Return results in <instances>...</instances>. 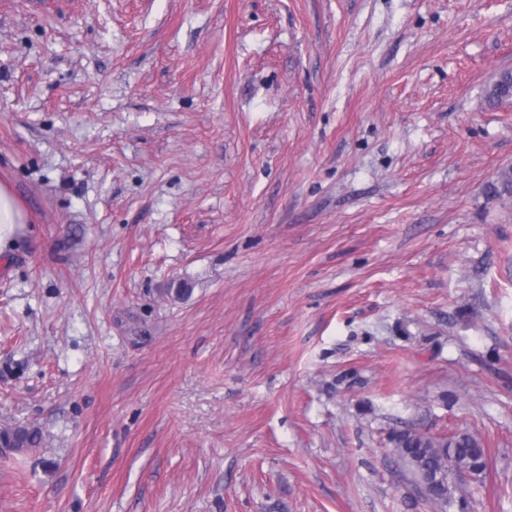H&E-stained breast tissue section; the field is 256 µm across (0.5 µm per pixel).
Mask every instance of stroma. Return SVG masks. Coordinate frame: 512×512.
Returning <instances> with one entry per match:
<instances>
[{
  "label": "stroma",
  "mask_w": 512,
  "mask_h": 512,
  "mask_svg": "<svg viewBox=\"0 0 512 512\" xmlns=\"http://www.w3.org/2000/svg\"><path fill=\"white\" fill-rule=\"evenodd\" d=\"M506 68L512 0H0V512H438L404 428L512 512ZM488 101L497 104L503 101H512V70H503L490 86ZM25 224L27 217L16 197L6 185L0 184V254L13 245ZM4 438L10 440L17 450L37 448L42 443L43 434L37 427H21L12 431L1 432ZM394 453L412 477L418 494L441 511L453 500L448 486L463 472L485 468L484 451L467 434L435 436L416 429H404L394 437Z\"/></svg>",
  "instance_id": "obj_1"
}]
</instances>
